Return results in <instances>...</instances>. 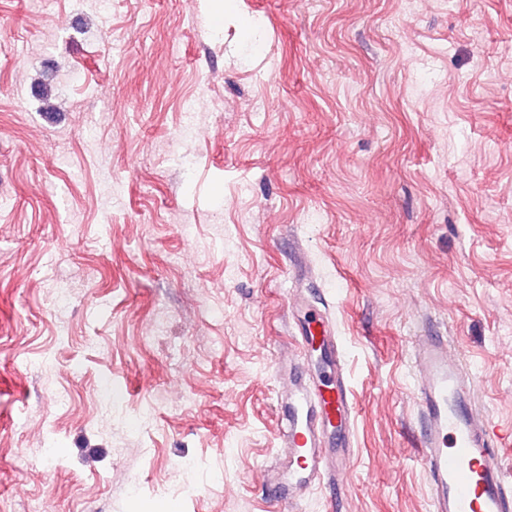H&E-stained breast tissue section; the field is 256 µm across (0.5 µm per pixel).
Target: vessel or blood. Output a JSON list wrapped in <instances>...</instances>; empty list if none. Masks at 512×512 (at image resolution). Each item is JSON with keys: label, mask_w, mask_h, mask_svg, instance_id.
I'll list each match as a JSON object with an SVG mask.
<instances>
[{"label": "vessel or blood", "mask_w": 512, "mask_h": 512, "mask_svg": "<svg viewBox=\"0 0 512 512\" xmlns=\"http://www.w3.org/2000/svg\"><path fill=\"white\" fill-rule=\"evenodd\" d=\"M298 356L280 361L283 390L278 463L268 494L275 503H300L316 486L339 505L355 454L354 403L344 344L322 309L293 298ZM419 461L431 512H512V476L502 455L504 436L477 410V387L437 327L414 336Z\"/></svg>", "instance_id": "1"}]
</instances>
